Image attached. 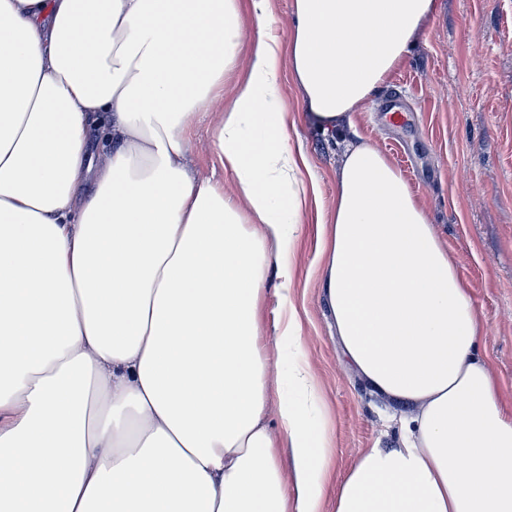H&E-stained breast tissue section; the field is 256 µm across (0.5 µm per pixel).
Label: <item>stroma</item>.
<instances>
[{
  "label": "stroma",
  "mask_w": 512,
  "mask_h": 512,
  "mask_svg": "<svg viewBox=\"0 0 512 512\" xmlns=\"http://www.w3.org/2000/svg\"><path fill=\"white\" fill-rule=\"evenodd\" d=\"M382 90L413 106L408 126H390L369 101L333 136L298 122L290 143L303 146L326 209L347 140L369 142L401 171L472 288L486 318L481 347L512 403V0H435ZM318 249L315 225H303L289 295L331 430V497L361 449L396 447L398 433L385 426L391 404L370 393L336 341L318 286Z\"/></svg>",
  "instance_id": "obj_1"
}]
</instances>
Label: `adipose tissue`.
<instances>
[{
	"label": "adipose tissue",
	"mask_w": 512,
	"mask_h": 512,
	"mask_svg": "<svg viewBox=\"0 0 512 512\" xmlns=\"http://www.w3.org/2000/svg\"><path fill=\"white\" fill-rule=\"evenodd\" d=\"M251 4L249 25L241 0H0V512H512L485 320L372 144L345 147L317 263L348 365L404 412L330 505L288 296L317 186L281 71L335 132L434 0H294L284 44ZM205 118L231 186L188 164Z\"/></svg>",
	"instance_id": "1"
}]
</instances>
